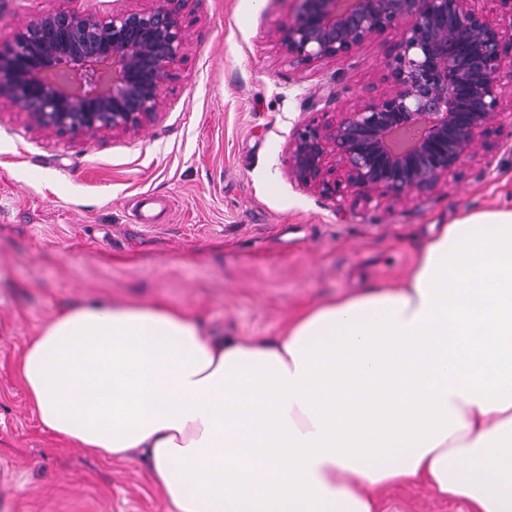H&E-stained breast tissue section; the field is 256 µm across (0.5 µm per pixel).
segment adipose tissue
Returning <instances> with one entry per match:
<instances>
[{
	"label": "adipose tissue",
	"instance_id": "ef3b65f1",
	"mask_svg": "<svg viewBox=\"0 0 512 512\" xmlns=\"http://www.w3.org/2000/svg\"><path fill=\"white\" fill-rule=\"evenodd\" d=\"M41 426L142 451L172 512H383L425 484L512 512V211L438 225L408 275L210 335L181 306L65 309L18 367Z\"/></svg>",
	"mask_w": 512,
	"mask_h": 512
}]
</instances>
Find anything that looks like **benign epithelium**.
Returning a JSON list of instances; mask_svg holds the SVG:
<instances>
[{
    "mask_svg": "<svg viewBox=\"0 0 512 512\" xmlns=\"http://www.w3.org/2000/svg\"><path fill=\"white\" fill-rule=\"evenodd\" d=\"M182 0H154L149 10L110 18L65 13L69 28L38 40L62 11L46 12L20 30L0 54V92L21 105L36 128L59 136L134 134L161 104L170 67L185 42ZM276 29L280 53L309 67L343 60L396 28L401 37L385 62L388 88L348 112L322 113L286 143L288 177L334 198L398 202L436 190L475 156L511 150L490 140L512 90V62L501 45L512 34V0H292ZM94 33L97 52L71 47Z\"/></svg>",
    "mask_w": 512,
    "mask_h": 512,
    "instance_id": "1",
    "label": "benign epithelium"
}]
</instances>
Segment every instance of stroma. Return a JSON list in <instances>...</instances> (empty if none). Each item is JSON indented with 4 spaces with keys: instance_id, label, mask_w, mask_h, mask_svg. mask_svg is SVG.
<instances>
[{
    "instance_id": "obj_1",
    "label": "stroma",
    "mask_w": 512,
    "mask_h": 512,
    "mask_svg": "<svg viewBox=\"0 0 512 512\" xmlns=\"http://www.w3.org/2000/svg\"><path fill=\"white\" fill-rule=\"evenodd\" d=\"M151 5L0 0V53L50 10L108 17ZM292 10L291 0H183V48L155 119L135 135L39 131L0 94V512H171L140 455L93 456L40 427L18 363L62 309L163 301L207 332L272 338L309 304L401 280L433 225L512 210V151L477 153L446 185L398 203L340 202L291 181L294 128L384 91L397 40L388 31L347 59L299 67L272 38ZM385 500L388 512H466L421 485Z\"/></svg>"
}]
</instances>
